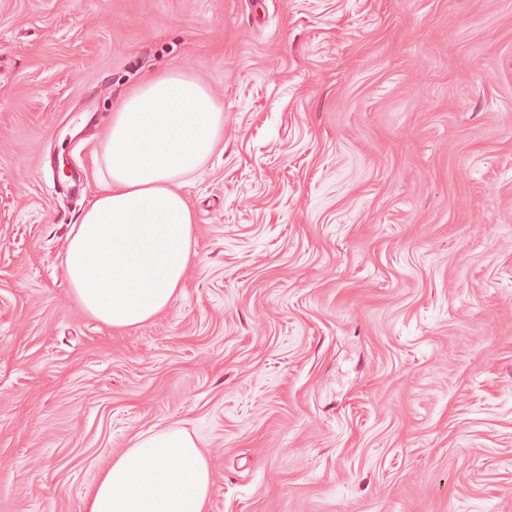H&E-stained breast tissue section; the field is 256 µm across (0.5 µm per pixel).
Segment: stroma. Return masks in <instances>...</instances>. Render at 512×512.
<instances>
[{"instance_id":"35a3bbf8","label":"stroma","mask_w":512,"mask_h":512,"mask_svg":"<svg viewBox=\"0 0 512 512\" xmlns=\"http://www.w3.org/2000/svg\"><path fill=\"white\" fill-rule=\"evenodd\" d=\"M175 68L223 139L181 294L115 332L60 256ZM170 428L206 512H512V0H0V512Z\"/></svg>"}]
</instances>
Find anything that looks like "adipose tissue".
I'll use <instances>...</instances> for the list:
<instances>
[{"instance_id": "obj_1", "label": "adipose tissue", "mask_w": 512, "mask_h": 512, "mask_svg": "<svg viewBox=\"0 0 512 512\" xmlns=\"http://www.w3.org/2000/svg\"><path fill=\"white\" fill-rule=\"evenodd\" d=\"M223 132V106L179 70L122 98L93 152L98 192L61 255L84 311L124 330L177 298L195 254L187 178ZM210 485L206 455L187 432L148 433L100 472L87 512H204Z\"/></svg>"}]
</instances>
